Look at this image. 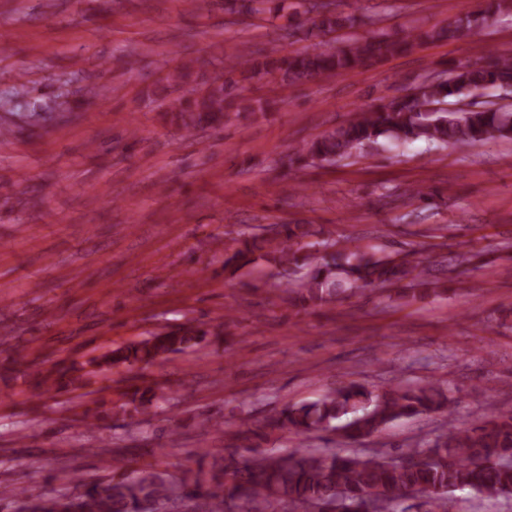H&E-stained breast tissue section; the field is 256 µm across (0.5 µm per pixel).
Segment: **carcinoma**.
<instances>
[{"instance_id": "obj_1", "label": "carcinoma", "mask_w": 512, "mask_h": 512, "mask_svg": "<svg viewBox=\"0 0 512 512\" xmlns=\"http://www.w3.org/2000/svg\"><path fill=\"white\" fill-rule=\"evenodd\" d=\"M275 0H224V10L254 16L274 10ZM512 6V0H478L476 9L461 14L452 25L409 29L402 37L380 33L371 37L344 36L341 31L364 22L344 15L333 3L316 11L315 26L322 34H336L338 45L320 51H287L274 46L253 57L241 53L229 58L225 69L244 78L281 75L301 84L335 73H354L369 60L407 52L421 41L463 40L472 37L495 13ZM512 80V57L480 49L473 61L456 65L448 80L423 83L413 93L382 100L355 111L342 125L298 146L290 164L346 160L369 144L386 141L404 145L426 141L438 146L469 147L495 140H512V108L477 101L467 109L448 110L462 98H479L503 81ZM231 93L217 80L205 93L179 101L173 109L179 127L187 134L224 119ZM305 224H285L272 237L243 236L224 257V273L259 265V260L288 266L299 277L283 283L288 298L317 307L350 292L375 286L400 289V297L438 287L425 271L408 261L374 258L349 241L334 251H319L306 241ZM207 332L183 327L174 333L155 334L139 342L105 352L92 364L98 370L120 365L149 364L170 353L183 352L203 341ZM84 368L55 365L43 375L38 388L51 390L64 384L85 385ZM163 396L150 387L135 389L130 404L146 416ZM451 414L450 399L434 381L410 385L390 383L379 389L351 382L330 390L321 399L293 405L271 414L264 422L237 432L249 442L224 456V463L204 471L187 470L175 481L166 472L118 474L106 484L65 475L76 492L70 498L79 512H149L164 503H180L190 512H270L276 502L307 509L309 504L332 501L349 504L369 491L395 512L401 500L416 490H426V512H448V495L469 489L483 498L512 493V411L460 427L448 422L433 444L415 448L396 462L357 452L297 448L279 452L259 450L254 443L266 431L292 433L308 440L320 432L342 431L350 440L365 439L404 417Z\"/></svg>"}]
</instances>
